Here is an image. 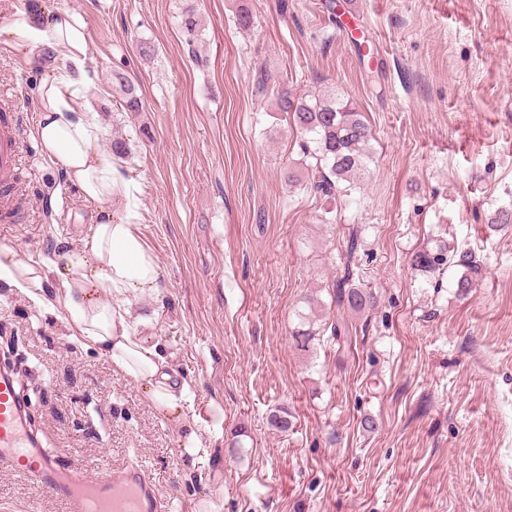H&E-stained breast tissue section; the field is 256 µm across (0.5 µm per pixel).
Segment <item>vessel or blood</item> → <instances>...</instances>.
Segmentation results:
<instances>
[{"label": "vessel or blood", "mask_w": 512, "mask_h": 512, "mask_svg": "<svg viewBox=\"0 0 512 512\" xmlns=\"http://www.w3.org/2000/svg\"><path fill=\"white\" fill-rule=\"evenodd\" d=\"M23 150L11 103L0 104V214L29 201L19 179ZM0 469L19 472L47 489L66 512H159L162 498L150 476L131 467L110 479L91 480L61 466L33 431L14 371L0 368Z\"/></svg>", "instance_id": "1"}]
</instances>
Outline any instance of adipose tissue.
Listing matches in <instances>:
<instances>
[{"label":"adipose tissue","instance_id":"ef3b65f1","mask_svg":"<svg viewBox=\"0 0 512 512\" xmlns=\"http://www.w3.org/2000/svg\"><path fill=\"white\" fill-rule=\"evenodd\" d=\"M0 32L29 62L48 51L66 57V65L50 68L39 87V147L46 160L61 164L68 181L99 213L98 224L79 244H58L45 264L31 265L13 247L0 246V278L45 311L65 309L73 338L107 356L156 409L181 424L184 455L193 457L201 440L185 422L190 387L173 379L156 345L135 335L126 307L129 297L157 290L159 267L133 225L112 221V200L127 195L128 186L102 157L98 116L80 95L90 62L83 27L67 11L34 9Z\"/></svg>","mask_w":512,"mask_h":512}]
</instances>
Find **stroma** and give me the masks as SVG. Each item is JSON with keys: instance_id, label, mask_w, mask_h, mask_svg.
Returning <instances> with one entry per match:
<instances>
[{"instance_id": "stroma-1", "label": "stroma", "mask_w": 512, "mask_h": 512, "mask_svg": "<svg viewBox=\"0 0 512 512\" xmlns=\"http://www.w3.org/2000/svg\"><path fill=\"white\" fill-rule=\"evenodd\" d=\"M37 2L84 27L95 76L82 95L100 115L102 155L113 135L133 144L120 165L132 196L113 199L112 219L134 224L160 280L130 298V319L190 383L185 414L203 441L187 463L179 428L71 337L66 312L0 284V360L45 447L92 480L140 467L174 512H512V227H490L512 209V0ZM351 3L365 39L339 29ZM63 62L52 52L28 67L0 40L31 200L27 217L0 223V245L33 264L95 221L38 144L39 83ZM116 71L140 111L120 106ZM264 73L297 95L336 91L374 132L361 189L332 223L326 198L284 180L303 160L274 95L258 90ZM353 227V267L378 295L360 317L331 297ZM442 241L485 263L469 298L457 269L410 267ZM303 322L304 349L292 336ZM337 322L351 332L344 350ZM274 413L291 428L271 426ZM1 507L62 512L8 471Z\"/></svg>"}]
</instances>
